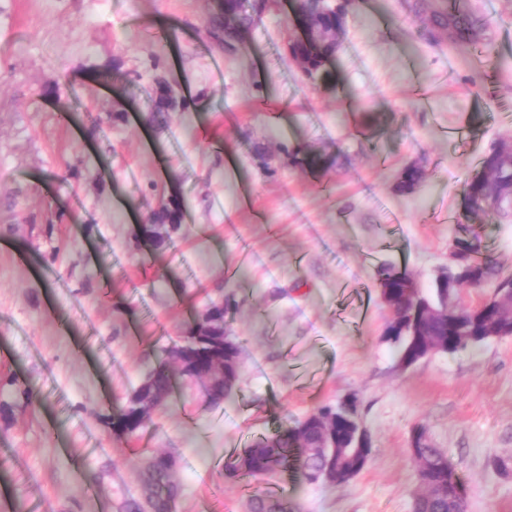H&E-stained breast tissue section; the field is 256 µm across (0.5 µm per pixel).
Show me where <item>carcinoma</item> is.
Masks as SVG:
<instances>
[{
  "mask_svg": "<svg viewBox=\"0 0 512 512\" xmlns=\"http://www.w3.org/2000/svg\"><path fill=\"white\" fill-rule=\"evenodd\" d=\"M300 18L315 23L324 30H342L341 12L346 10L350 0L336 3V0H295ZM410 14L423 19L428 30L436 29L450 38L459 47L476 44L482 40L483 28L471 15L460 11L453 0H409ZM258 16L249 0H228L222 10L211 15L209 28L219 33L220 44L224 48L245 45L247 34L255 27ZM294 56L306 59L309 67L304 76L313 81L329 82L333 75L327 62L336 56V47L321 44L317 47L308 42L294 39L289 44ZM168 102L161 95L156 111L146 117V122L157 128L168 123ZM292 164L311 175H319L332 169L343 167L345 157L326 151H317L308 145L299 144L293 148L282 146ZM423 172L420 167L411 165L404 169L398 184V191L410 193L421 183ZM512 193V167L504 164L496 156V150L487 153L481 162V171L467 184L465 198L469 210L478 216L483 214L478 202L486 194L509 195ZM181 205L171 201L152 211L148 218L149 231L142 235L158 255H164L173 245L170 232L181 224ZM453 244L462 248L468 263L452 267L448 276L460 285L490 287L496 291L512 280L503 275L495 263L482 255L477 236L465 234L456 237ZM374 278L379 290L390 289L395 295L397 313L400 320L388 323L384 340L397 354L398 360L410 366L407 350L416 334L426 339L436 352H446L443 340L448 336H478L475 341L463 343L462 349H472L484 343L482 337L493 339L512 336V323L483 319V310L445 311L444 296L436 288H419L414 297H409L402 289L410 275L392 263L378 265ZM240 302L234 295L224 296L219 303H210L193 322L187 332L194 333L198 340L179 337L162 348L163 357L147 369L142 384L117 409L100 416V421L115 431L132 438L143 428L151 416L148 409L139 410V399H153L164 404L173 390L172 368L186 378L193 374H204V361L213 354L224 364V371H218L209 380V403L219 406L233 399L238 389L241 361L239 349L230 338L228 322L239 309ZM357 405V399L347 398L334 405H324L316 409L295 426L285 427L271 436H263L241 452L229 457L224 463V478L239 482L245 478H256L288 467L297 466L304 481L313 484L323 471L328 449L325 445V431L329 425L327 417L334 413L336 423L346 422L350 411ZM357 435L347 431L336 440V460L344 478L329 479L327 483L341 485L359 474L369 463L372 448H358ZM411 460L416 464V474L420 491L414 496L412 512H467V487L448 461L445 451L435 446L408 449ZM165 452L150 456L144 472L141 473L142 491L139 497L127 498L116 506V512H176L181 486L176 477V468L164 463ZM248 512H293L284 497L269 494H256L248 503Z\"/></svg>",
  "mask_w": 512,
  "mask_h": 512,
  "instance_id": "obj_1",
  "label": "carcinoma"
}]
</instances>
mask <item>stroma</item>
Segmentation results:
<instances>
[{"mask_svg": "<svg viewBox=\"0 0 512 512\" xmlns=\"http://www.w3.org/2000/svg\"><path fill=\"white\" fill-rule=\"evenodd\" d=\"M460 3L486 24L465 50L426 40L401 0H355L326 85L289 55L294 0H263L233 50L207 32L214 0H0V379L38 401L7 394L0 502L113 512L163 450L179 461L177 512H248L269 492L296 512H412L421 425L465 481L467 512H512V468L495 466L512 464V337L399 368L374 280L390 261L429 285L461 224L512 275V218L464 199L484 155L512 141V0ZM158 79L183 99L161 131L145 121ZM283 143L349 163L312 176ZM411 164L424 180L399 193ZM172 198L182 225L159 257L134 232ZM231 293L235 402L209 405L181 380L137 437L106 428L161 348ZM352 395L372 437L352 480L225 481L228 455Z\"/></svg>", "mask_w": 512, "mask_h": 512, "instance_id": "35a3bbf8", "label": "stroma"}]
</instances>
